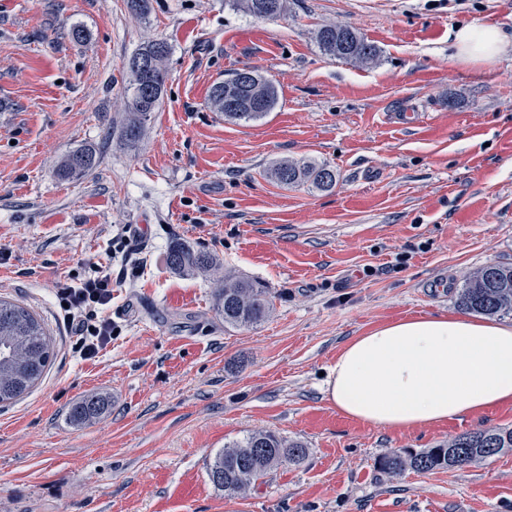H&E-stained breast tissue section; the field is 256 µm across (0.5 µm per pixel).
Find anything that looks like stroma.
<instances>
[{"label":"stroma","mask_w":512,"mask_h":512,"mask_svg":"<svg viewBox=\"0 0 512 512\" xmlns=\"http://www.w3.org/2000/svg\"><path fill=\"white\" fill-rule=\"evenodd\" d=\"M358 29L361 66L323 55L314 33ZM512 33V0H288L260 20L224 0H0V296L30 308L54 342L42 380L0 406V512H512V451L398 476L379 460L479 430L512 406L388 431L337 413L322 374L369 328L459 312L476 268L512 262V50L455 62L451 34ZM87 37L75 42L73 27ZM171 46L147 134L121 143L129 58ZM250 68L278 103L231 122L213 84ZM88 146L80 179L60 163ZM330 164L322 191L280 185V161ZM142 272L121 281L117 227ZM263 282L274 310L228 331L201 277L172 273V241ZM110 269L111 344L85 360L54 285ZM109 401L77 425L71 405ZM255 431L298 440L306 460L243 498L207 475L224 444Z\"/></svg>","instance_id":"stroma-1"}]
</instances>
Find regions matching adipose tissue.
Here are the masks:
<instances>
[{
	"mask_svg": "<svg viewBox=\"0 0 512 512\" xmlns=\"http://www.w3.org/2000/svg\"><path fill=\"white\" fill-rule=\"evenodd\" d=\"M511 46L493 27L454 34L460 62L489 64ZM323 392L339 414L396 430L512 405V324L425 314L375 326L343 347Z\"/></svg>",
	"mask_w": 512,
	"mask_h": 512,
	"instance_id": "1",
	"label": "adipose tissue"
}]
</instances>
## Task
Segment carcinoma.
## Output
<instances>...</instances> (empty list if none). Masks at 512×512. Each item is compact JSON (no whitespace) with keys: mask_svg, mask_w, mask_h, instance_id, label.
<instances>
[{"mask_svg":"<svg viewBox=\"0 0 512 512\" xmlns=\"http://www.w3.org/2000/svg\"><path fill=\"white\" fill-rule=\"evenodd\" d=\"M227 2L263 20H275L288 8V0ZM315 41L323 54L337 59L370 65L379 57L377 47L348 24L320 27ZM170 53L166 41L152 40L132 56L143 60L144 67H128L130 99L121 121V135L129 147L143 140L152 112L160 104ZM208 102L225 119L247 122L262 119L272 111L278 94L271 82L245 68L233 73V81L214 84ZM96 165L95 153L79 148L62 160L60 169L69 177L88 173ZM269 173L286 186L309 183L317 189L330 190L336 185V171L326 163L282 161L275 163ZM166 264L174 272L202 275L212 281L216 311L226 329L257 325L272 310V296L261 282L221 272L220 263L210 252L175 241L168 246ZM458 303L479 315H512V263L489 264L473 271L459 292ZM53 357L52 339L41 319L24 305L0 298V405L11 404L29 393ZM107 407L105 397L90 395L73 404L70 415L76 423L84 424ZM507 449H512V429L492 428L461 434L433 448L394 450L380 459L379 466L394 475L407 469L430 472L470 464ZM307 454L308 448L300 442H288L272 432L251 433L215 453L208 477L225 495L243 498L269 470L299 464Z\"/></svg>","mask_w":512,"mask_h":512,"instance_id":"1","label":"carcinoma"}]
</instances>
